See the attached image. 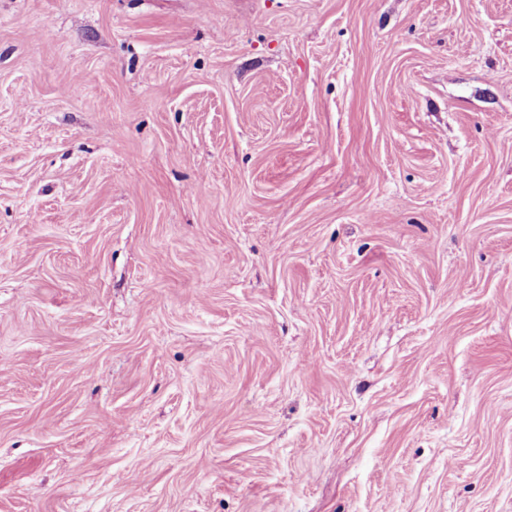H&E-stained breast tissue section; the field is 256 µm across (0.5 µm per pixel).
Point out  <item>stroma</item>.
I'll return each mask as SVG.
<instances>
[{"mask_svg": "<svg viewBox=\"0 0 512 512\" xmlns=\"http://www.w3.org/2000/svg\"><path fill=\"white\" fill-rule=\"evenodd\" d=\"M0 512H512V0H0Z\"/></svg>", "mask_w": 512, "mask_h": 512, "instance_id": "35a3bbf8", "label": "stroma"}]
</instances>
